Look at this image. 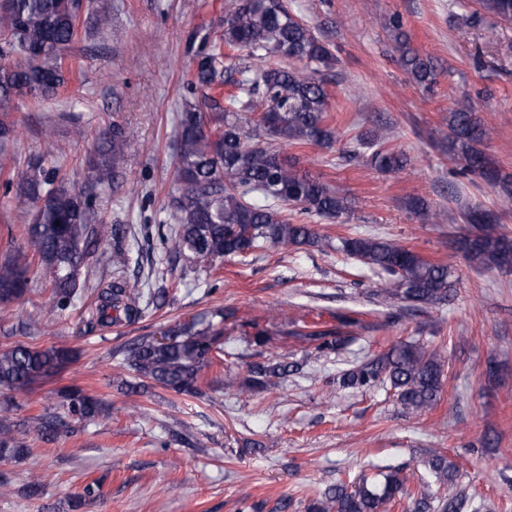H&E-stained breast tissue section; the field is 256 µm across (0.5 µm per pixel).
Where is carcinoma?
I'll list each match as a JSON object with an SVG mask.
<instances>
[{"mask_svg":"<svg viewBox=\"0 0 512 512\" xmlns=\"http://www.w3.org/2000/svg\"><path fill=\"white\" fill-rule=\"evenodd\" d=\"M481 10L504 20L512 19V0H479ZM80 0H10L0 11V99H42L67 83L72 73L62 64V52L75 40V19ZM87 14L95 25L112 24L108 0H88ZM395 50L403 69L420 85L436 82V67L413 47L399 18L391 22ZM336 58L328 44L288 11L284 0H228L220 34L206 35L190 76L184 84L190 95L181 112L179 154L174 177L179 185L174 218L177 233L161 240L163 249L190 267L211 269L226 257H243L268 244L304 245L318 242L310 225L296 221L285 207L299 214L341 219L351 207L348 200L319 176L299 168L300 158L285 155L283 146L328 145L334 132L328 122L330 93L323 72ZM448 156L463 163V172L499 189L502 207L512 204V174L482 149L486 130L464 101L448 112ZM387 133L371 130L357 138L353 156L369 154V162L382 172H398L406 156L386 147ZM131 144V133L115 124L100 139L89 160L93 178L88 186L68 185L55 166L59 147L52 133L44 134V149L26 174L5 190L15 189V199L32 208L27 233L33 252L13 246L7 228L4 259L0 261V304L22 298L36 269L52 275V295L60 310L92 287L80 270L103 239L112 240V256L126 262L124 228L97 221L94 200L115 182L117 163ZM470 224L456 240L457 251L468 260L489 268H512V237L499 230V214L474 206L463 213ZM336 249L374 267L389 277L388 287L376 293V303L392 309L400 303L421 306L445 304L454 283L448 266L425 259L395 240L344 236ZM97 305L90 322L110 325L125 317L129 322L145 317L150 307H160L163 293L143 303L145 288L139 277L120 271L95 286ZM280 334L300 341L318 358L339 354L358 340L354 330L371 331L375 325L336 312V324H308L288 316L281 319ZM153 335L140 336L120 350L124 364L138 377L154 381L179 394H197L198 374L224 359V329L196 321ZM250 345L259 356L274 348L273 335L259 331ZM71 361L63 347H31L15 343L0 349V394L26 392L36 381L62 371ZM446 356L440 347L427 349L399 342L388 351L347 369L340 380L344 388L388 386L402 408L411 415L431 409L440 399ZM284 362H255L247 366L245 384L234 378L224 389L266 390L279 385L289 373ZM60 408L35 417L37 430L56 436L75 422H102L109 409L77 387L60 392ZM24 445L15 441L11 425L0 419V457H16ZM441 486L455 484L457 471L448 457L434 453L426 462ZM403 469L366 474L338 481L308 505L309 512H394L406 500L410 512H478L475 498L464 489L436 497L429 485H407Z\"/></svg>","mask_w":512,"mask_h":512,"instance_id":"carcinoma-1","label":"carcinoma"}]
</instances>
